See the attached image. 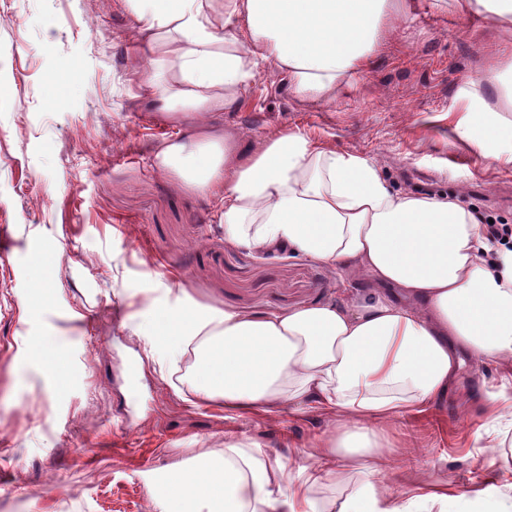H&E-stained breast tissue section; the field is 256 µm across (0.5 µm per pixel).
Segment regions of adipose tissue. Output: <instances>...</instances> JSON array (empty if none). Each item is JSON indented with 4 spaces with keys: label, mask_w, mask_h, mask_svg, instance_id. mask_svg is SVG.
<instances>
[{
    "label": "adipose tissue",
    "mask_w": 512,
    "mask_h": 512,
    "mask_svg": "<svg viewBox=\"0 0 512 512\" xmlns=\"http://www.w3.org/2000/svg\"><path fill=\"white\" fill-rule=\"evenodd\" d=\"M414 0H125L136 41L156 57L142 72L143 107L195 114V130L159 146L157 171L197 195H220L224 240L259 253L300 252L370 279L349 302L282 312L201 307L163 289L134 334L164 380L234 415L286 406L334 412L315 448L287 459L228 435L154 480L158 512H512L498 450L512 434V396L486 394V478L458 491L427 484L403 496L387 454V422L459 394L465 357L512 359V250L489 242L453 195L393 190L379 166L299 131L241 144L218 129L259 69L321 103L368 71L388 16ZM512 35V0H449ZM512 53L457 96L456 130L491 163L512 166ZM399 289L403 302L385 295ZM188 370H181L182 359Z\"/></svg>",
    "instance_id": "obj_1"
}]
</instances>
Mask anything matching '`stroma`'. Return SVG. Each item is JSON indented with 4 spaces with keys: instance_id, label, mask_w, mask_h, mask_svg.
<instances>
[{
    "instance_id": "obj_1",
    "label": "stroma",
    "mask_w": 512,
    "mask_h": 512,
    "mask_svg": "<svg viewBox=\"0 0 512 512\" xmlns=\"http://www.w3.org/2000/svg\"><path fill=\"white\" fill-rule=\"evenodd\" d=\"M135 23L123 0H0V225L12 241L0 254V512H152L155 477L223 450L225 435L284 453L314 447L336 420L291 406L230 416L190 404L147 369L131 315L148 319L158 289L279 312L346 299L370 281L297 253L227 245L218 200L154 169L156 147L192 122L140 109L132 65L148 57ZM391 25L367 73L322 104L300 102L276 68H261L225 130L253 146L299 130L372 159L392 189L453 193L512 225V167L488 164L449 113L464 79L500 55L493 23L424 0ZM22 336L51 339L63 380L54 360L38 373L18 358ZM506 381L512 360L467 359L468 399L392 424L394 460L413 475L406 493L480 478V406Z\"/></svg>"
}]
</instances>
